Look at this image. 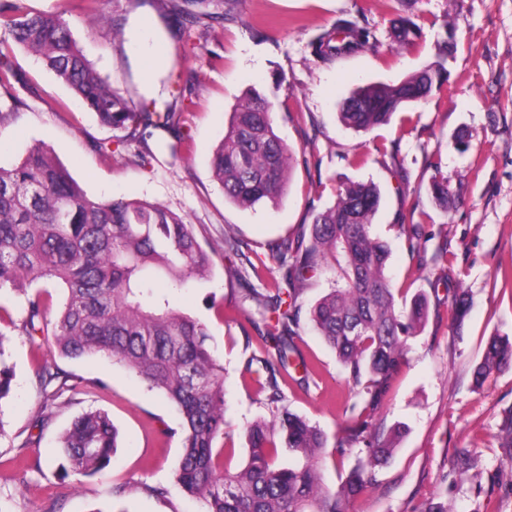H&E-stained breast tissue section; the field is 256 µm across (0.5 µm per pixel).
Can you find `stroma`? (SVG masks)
<instances>
[{
    "label": "stroma",
    "mask_w": 512,
    "mask_h": 512,
    "mask_svg": "<svg viewBox=\"0 0 512 512\" xmlns=\"http://www.w3.org/2000/svg\"><path fill=\"white\" fill-rule=\"evenodd\" d=\"M19 4L63 11L87 58L136 101L168 96L161 84L143 81L149 60L138 49L139 28L151 22L168 67L181 69L192 87L177 104L191 150L175 158L153 142L142 159L126 131L103 126L33 56L15 49L14 65L35 90L23 93L18 113L0 119V165L18 162L44 141L88 195L158 203L192 225L212 260L211 272L176 290L171 302L205 324L207 344L224 365V420L234 462L247 455L244 427L269 415L263 396L241 376L245 361L262 352L258 331L241 324L243 312L254 309L244 295L281 279L280 267L268 258L271 244L309 234L314 216L335 203L344 185L371 182L382 198L372 231L391 246L387 275L404 296L425 295L428 319L424 331L409 339L374 421L384 433L403 425L405 435L349 512H420L432 500L448 501L455 512H512V487L491 481L496 471L512 470L496 438L501 412L512 406V368L493 374L482 388L472 382L487 339L512 337V0H230L225 19L192 28L188 53L156 11L132 8L129 0H107L108 28L91 27L83 11L64 10L61 0ZM401 15L419 18L416 46L399 45L392 36V22ZM340 18L368 27L376 43L322 62L310 44ZM116 28L124 45L112 41ZM450 35L456 49L446 63V87L371 131L341 122L339 103L353 89L400 82L434 61L436 44ZM276 79L275 128L295 160L281 202L244 209L229 202L214 179L212 151L243 92L267 90ZM439 176L455 198L447 210L429 191ZM408 221L419 226L416 254L399 231ZM228 234L247 257L265 259L262 278L240 280L228 272ZM460 291L469 298L470 313L458 333L451 314ZM0 305L12 317L0 331L7 335L4 359L14 370L12 394L0 405V505L7 512H44L56 500L60 512H202V504L175 483L181 443L174 406L107 357L58 359L81 383L57 399L51 423L37 431L43 395L34 365L50 353L13 328L24 314V296L0 292ZM298 346L314 372L306 386L282 384L286 404L337 435L357 391L310 323H303ZM96 409L118 427L120 444L105 474L76 483L61 469L58 437L78 413ZM36 433L40 444L28 454L40 466L15 478L11 459ZM458 448L472 452L462 476L450 466ZM143 482L168 488L167 500L143 494ZM119 485L126 492L118 497L112 490Z\"/></svg>",
    "instance_id": "stroma-1"
}]
</instances>
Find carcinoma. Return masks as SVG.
<instances>
[{
  "label": "carcinoma",
  "instance_id": "cac0c4a2",
  "mask_svg": "<svg viewBox=\"0 0 512 512\" xmlns=\"http://www.w3.org/2000/svg\"><path fill=\"white\" fill-rule=\"evenodd\" d=\"M97 24L110 20L105 3L84 0ZM150 6L163 18L174 14L181 25L224 18V0H130ZM394 34L412 46L421 37L413 17L401 19ZM0 27L10 40L0 39V113L15 112L21 100L14 83L22 82L12 54L17 45L38 57L44 68L65 85L73 97L95 113L101 123L131 130L141 140L153 136L175 156L189 148L173 111L156 100L135 104L112 87L87 59L59 13L21 12L11 0H0ZM375 37L366 27L340 19L312 43L322 61L370 49ZM448 42L436 45L435 60L398 84H370L355 90L339 105L343 124L368 131L382 124L399 107L427 97L435 84L448 81L445 63ZM276 84L265 93L251 89L238 100L224 138L214 148L211 166L224 196L241 207L278 203L284 196L293 152L276 133L272 98ZM430 192L435 203L448 208V181L434 178ZM380 205L372 183H353L337 193L333 206L318 213L310 237L286 238L272 249L271 258L284 269L274 294H249L257 313H244L253 324L261 318L264 341L275 353L249 357L244 373L266 394L270 420H257L243 430L248 454L230 467L234 449L224 447V366L207 346L206 326L174 309L168 293L192 279H205L209 254L193 227L169 209L134 198H92L57 160L50 145L35 143L16 164L0 166V291H27L39 282L62 287L56 308L38 287L26 298L18 330L40 335L43 344L68 359L104 354L132 370L149 389L165 394L181 417V456L174 471L181 492L204 504L203 512H348V504L375 481L374 468L386 463L402 431L385 435L370 431L391 378L404 361L409 337L426 324V298L415 295L409 307L397 309L399 291L386 274L390 249L371 232ZM339 267L336 288L309 308V320L323 342L336 354L349 380L359 388L362 405H353L341 436L329 444L328 435L283 404L278 378L288 368L311 371L297 354L302 295L328 259ZM468 313L465 295L455 297L451 325L462 328ZM5 334L0 332V402L12 391L13 371L1 360ZM512 368V338L494 335L473 370L479 388L492 374ZM35 377L41 389L54 380L61 386L74 378L48 361ZM118 432L101 410L78 414L59 438L68 468L64 476L78 482L102 474L117 448ZM497 440L512 462V406L503 410ZM361 444L367 464L339 476L330 487L322 466L346 449ZM300 456L303 463L277 464L279 446Z\"/></svg>",
  "mask_w": 512,
  "mask_h": 512
}]
</instances>
